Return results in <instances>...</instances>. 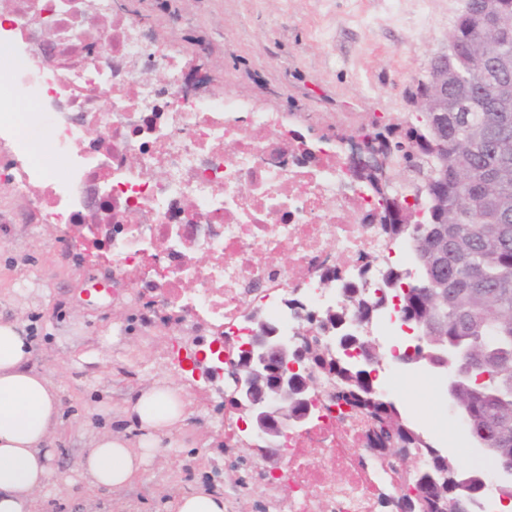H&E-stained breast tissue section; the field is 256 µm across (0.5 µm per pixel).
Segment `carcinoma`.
Masks as SVG:
<instances>
[{
	"mask_svg": "<svg viewBox=\"0 0 512 512\" xmlns=\"http://www.w3.org/2000/svg\"><path fill=\"white\" fill-rule=\"evenodd\" d=\"M483 0H466L448 44V62L464 76V83L448 88V112L432 117V124L414 121L399 126L371 123L366 137L384 149L400 153L407 165L418 163L417 153L434 158L439 175L431 189L446 207L427 215L421 224L397 220V199L383 197L387 230L394 236L414 237V262L423 242L444 241L446 253L429 255V279L444 282L436 290L440 317L426 305L425 289L416 284L398 291L399 316L417 327L418 362L441 371L443 359L456 345L467 349L477 364L459 380L456 397L468 416L469 431L477 439L491 433L489 453L495 462L512 459V111L494 112L500 89L512 88V69L493 73L470 49L472 37L484 24ZM505 25L487 38L490 51L512 57V0H499ZM376 298L361 287L347 289V305L367 318ZM318 372L336 378L342 398L365 405L376 419L386 448H419L420 434L402 416L394 402L375 391L370 370L343 359L336 361L317 351L308 353ZM476 471H460L454 462L430 449L428 469L409 483L403 497L406 512H472L480 494L474 491ZM445 481V494L433 496L432 480Z\"/></svg>",
	"mask_w": 512,
	"mask_h": 512,
	"instance_id": "carcinoma-1",
	"label": "carcinoma"
}]
</instances>
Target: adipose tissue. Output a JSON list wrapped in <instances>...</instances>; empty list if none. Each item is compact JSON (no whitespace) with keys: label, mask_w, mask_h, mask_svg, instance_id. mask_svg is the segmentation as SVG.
Masks as SVG:
<instances>
[{"label":"adipose tissue","mask_w":512,"mask_h":512,"mask_svg":"<svg viewBox=\"0 0 512 512\" xmlns=\"http://www.w3.org/2000/svg\"><path fill=\"white\" fill-rule=\"evenodd\" d=\"M181 390L156 382L138 390L124 415L140 434L132 443L121 430L98 432L78 465V476L98 491L116 494L145 473L173 427L188 415ZM60 422L55 386L31 362V345L18 324H0V512H35L51 494L53 437ZM172 512H226L219 486L201 482L178 491Z\"/></svg>","instance_id":"obj_1"}]
</instances>
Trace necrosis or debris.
<instances>
[{
	"mask_svg": "<svg viewBox=\"0 0 512 512\" xmlns=\"http://www.w3.org/2000/svg\"><path fill=\"white\" fill-rule=\"evenodd\" d=\"M138 15L112 0H12L0 13V142H10L16 195L39 191L52 219L112 214L104 240L112 273L130 288L163 290L197 335L217 328L247 338L258 311L298 336L307 319L345 306V290L376 293L391 265L409 271L414 244L390 235L382 201L357 177L354 150L307 151L295 126L239 97L187 99L181 61L147 52ZM155 59L168 76L154 79ZM33 101L36 111L18 106ZM43 124L65 156L55 176L32 158L26 132ZM300 297L301 309L284 303ZM394 304L371 319L347 314L349 334L396 347ZM418 368H383L377 391L403 399L430 386ZM286 512H382L411 474L390 462L365 407L321 394L305 429L283 440ZM343 477H323V470Z\"/></svg>",
	"mask_w": 512,
	"mask_h": 512,
	"instance_id": "obj_1",
	"label": "necrosis or debris"
}]
</instances>
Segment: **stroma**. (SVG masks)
I'll return each instance as SVG.
<instances>
[{
  "label": "stroma",
  "instance_id": "stroma-1",
  "mask_svg": "<svg viewBox=\"0 0 512 512\" xmlns=\"http://www.w3.org/2000/svg\"><path fill=\"white\" fill-rule=\"evenodd\" d=\"M436 2L420 23L416 0H400L402 24L386 0H114V7L140 14L153 39L197 58L211 76L210 95L231 93L284 117L351 112L404 123L417 111L411 90L430 57L447 51L458 16L448 0ZM355 13L365 25L351 22ZM111 274V254L87 247L67 225L45 222L33 199L12 195L0 166V321L23 324L31 362L60 400L53 468L65 486L44 512H89L95 504L99 512H166L171 491L216 471L233 485L252 458L245 448L225 452L222 398L180 368L178 325L146 321L145 305L124 285L94 291ZM155 381L182 388L190 403L172 433L174 448L118 494L67 484L93 432L116 428L120 410ZM415 407L440 424L448 414L445 381L411 389L404 408Z\"/></svg>",
  "mask_w": 512,
  "mask_h": 512
}]
</instances>
